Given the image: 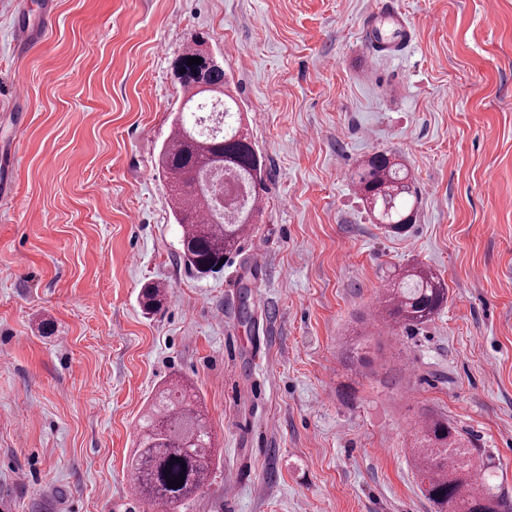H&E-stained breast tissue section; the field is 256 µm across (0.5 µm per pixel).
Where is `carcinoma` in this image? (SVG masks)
Segmentation results:
<instances>
[{
  "label": "carcinoma",
  "mask_w": 512,
  "mask_h": 512,
  "mask_svg": "<svg viewBox=\"0 0 512 512\" xmlns=\"http://www.w3.org/2000/svg\"><path fill=\"white\" fill-rule=\"evenodd\" d=\"M204 36L188 40L174 63L183 90L170 139L162 146L158 166L171 187L170 201L176 223L182 226L181 253L186 264L200 274L223 269L231 252L263 202V159L232 118L238 102L221 92L228 83L221 69H210L197 79L199 65L188 58L200 56ZM224 164L231 182L244 188L242 202L231 199L224 214L213 213L202 201L197 185L200 163ZM360 192L376 223L394 235L405 234L416 218V191L406 167L385 152L365 159L358 171ZM163 288L142 293V306L159 311ZM448 302L444 280L429 269L402 271L387 289L383 313L404 327L430 321ZM413 460L421 492L436 512H505L504 500L481 482L479 450L467 446L456 426L447 419L425 416L415 429ZM214 446L205 417L187 389L170 383L158 392L138 423V444L130 461L139 498L176 512L205 484L213 463ZM184 480L178 488L170 480Z\"/></svg>",
  "instance_id": "obj_1"
}]
</instances>
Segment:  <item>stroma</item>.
<instances>
[{
    "mask_svg": "<svg viewBox=\"0 0 512 512\" xmlns=\"http://www.w3.org/2000/svg\"><path fill=\"white\" fill-rule=\"evenodd\" d=\"M376 0H0V512H163L126 502L136 425L170 380L220 457L177 512H435L410 448L443 416L512 503V0H393L402 57L361 32ZM45 26L17 49L20 7ZM202 32L264 159L261 210L220 272L181 256L157 167ZM28 90L24 123L14 90ZM396 155L416 222L376 224L354 175ZM448 285L403 328L394 271ZM163 286L156 314L142 288ZM260 298L250 320L243 298ZM362 342L367 361L350 366Z\"/></svg>",
    "mask_w": 512,
    "mask_h": 512,
    "instance_id": "35a3bbf8",
    "label": "stroma"
}]
</instances>
